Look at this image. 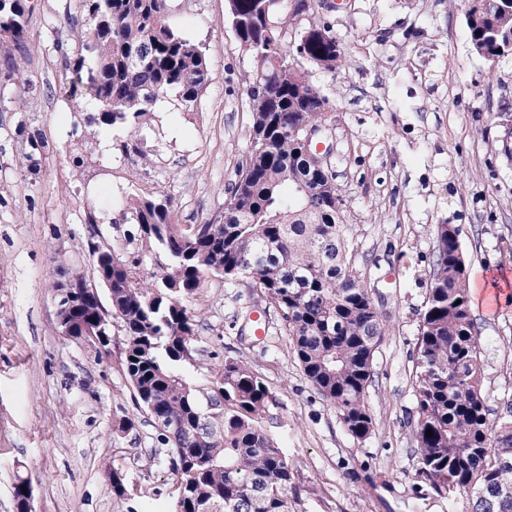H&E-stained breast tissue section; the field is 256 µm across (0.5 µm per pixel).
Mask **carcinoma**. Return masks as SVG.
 Returning a JSON list of instances; mask_svg holds the SVG:
<instances>
[{
    "mask_svg": "<svg viewBox=\"0 0 512 512\" xmlns=\"http://www.w3.org/2000/svg\"><path fill=\"white\" fill-rule=\"evenodd\" d=\"M76 31L86 57L68 92L95 103L91 126L138 132L140 118L173 93L189 107L211 80L208 56L167 18V0H79ZM27 0H0V28L25 39ZM230 20L253 61L250 146L227 191L218 224L183 227L171 202L134 197L127 213L138 243L95 258L96 280L112 270V318L124 336L122 367L158 429L176 476L169 512H301L304 487L264 419L272 394L240 358L210 366L218 390L194 388L179 372L198 351V298L208 276L277 311L295 358L317 394L358 441L368 439L373 356L386 334L370 288L353 272L345 201L331 164L307 158L305 129L327 127L329 101L305 64L334 70L342 51L321 6L229 0ZM465 26L479 57L505 58L512 0H469ZM437 250L421 313L412 388L417 474L440 497H466L467 512H512V400L490 418L482 340L472 314L459 238L435 228ZM155 259L150 278L133 267ZM81 320L99 303L76 299ZM433 436H426L427 430Z\"/></svg>",
    "mask_w": 512,
    "mask_h": 512,
    "instance_id": "carcinoma-1",
    "label": "carcinoma"
}]
</instances>
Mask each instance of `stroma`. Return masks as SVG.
<instances>
[{
    "mask_svg": "<svg viewBox=\"0 0 512 512\" xmlns=\"http://www.w3.org/2000/svg\"><path fill=\"white\" fill-rule=\"evenodd\" d=\"M345 2L328 14L339 66L308 71L332 107L354 272L388 325L368 396L375 431L353 439L306 379L279 314L268 311L255 338L250 297L217 277L201 292L200 352L179 370L200 389L228 356L262 374L273 396L265 426L305 488L302 512H462L416 475V341L436 225L459 228L470 285L512 278V153L498 118L512 112V57L492 66L473 54L468 0ZM31 3L24 45L0 36V512H16L21 476L36 512H167L176 479L122 372V332L113 329L108 357L65 339L52 289L93 280L88 241L125 251L131 196L170 199L186 227L217 220L249 144L252 62L226 0H168L169 22L205 49L211 80L193 107L172 94L158 101L125 155L126 132L89 138L91 107L65 90L84 55L75 0ZM14 58L24 80L7 67ZM472 313L495 409L512 399V295L494 310L473 300ZM123 417L133 426L114 436Z\"/></svg>",
    "mask_w": 512,
    "mask_h": 512,
    "instance_id": "1",
    "label": "stroma"
}]
</instances>
